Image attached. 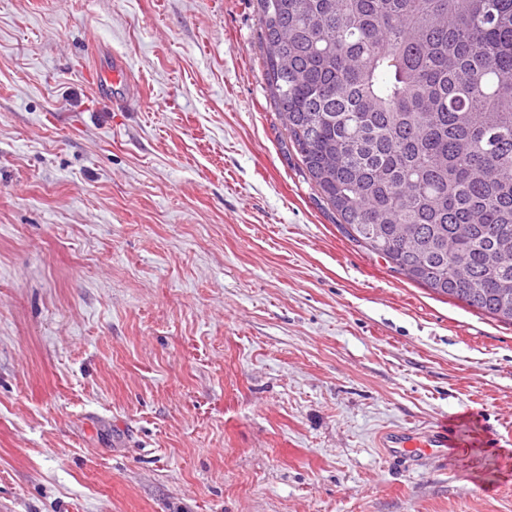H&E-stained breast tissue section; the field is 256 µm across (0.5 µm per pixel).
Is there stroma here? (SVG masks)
Masks as SVG:
<instances>
[{"instance_id":"1","label":"stroma","mask_w":512,"mask_h":512,"mask_svg":"<svg viewBox=\"0 0 512 512\" xmlns=\"http://www.w3.org/2000/svg\"><path fill=\"white\" fill-rule=\"evenodd\" d=\"M259 34L257 0H0V512H512V322L346 236ZM447 416L497 447L378 444Z\"/></svg>"}]
</instances>
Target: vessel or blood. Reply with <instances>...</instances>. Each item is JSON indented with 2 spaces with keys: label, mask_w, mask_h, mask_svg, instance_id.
<instances>
[{
  "label": "vessel or blood",
  "mask_w": 512,
  "mask_h": 512,
  "mask_svg": "<svg viewBox=\"0 0 512 512\" xmlns=\"http://www.w3.org/2000/svg\"><path fill=\"white\" fill-rule=\"evenodd\" d=\"M455 441V433L444 424L385 432L383 446L394 459L413 464L447 457Z\"/></svg>",
  "instance_id": "obj_1"
}]
</instances>
